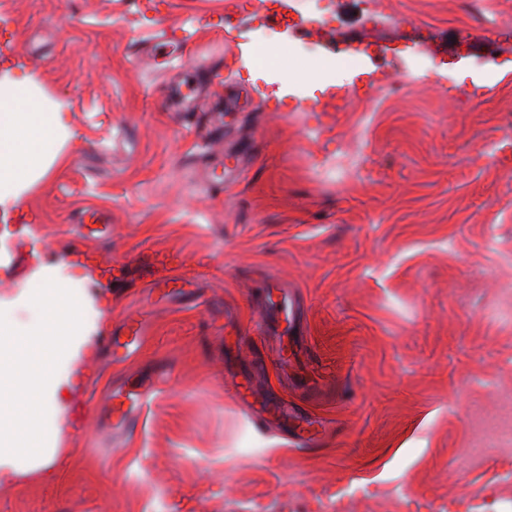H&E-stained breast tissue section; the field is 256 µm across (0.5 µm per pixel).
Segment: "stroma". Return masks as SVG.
I'll return each instance as SVG.
<instances>
[{"mask_svg":"<svg viewBox=\"0 0 512 512\" xmlns=\"http://www.w3.org/2000/svg\"><path fill=\"white\" fill-rule=\"evenodd\" d=\"M381 2L343 72L306 16L350 39L364 0H0V63L76 134L0 295L70 252L110 281L56 475L1 477L0 512H512V451L470 453L512 432V36L470 0ZM90 210L108 230L83 238ZM270 297L301 305L287 332ZM131 319L144 345L112 362ZM143 389L115 432L110 394ZM148 394L149 390L146 389L144 392L136 395V398H133L136 403L139 402L138 405L134 406L129 403L126 407L125 400L128 401L126 394L122 391H116L114 394L110 395V401H112V399L118 401L114 407V414L117 416V422L114 426L116 429L120 430L121 433H132L138 426L141 410L146 403ZM122 398L125 400H122Z\"/></svg>","mask_w":512,"mask_h":512,"instance_id":"stroma-1","label":"stroma"}]
</instances>
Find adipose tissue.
I'll return each mask as SVG.
<instances>
[{"label": "adipose tissue", "mask_w": 512, "mask_h": 512, "mask_svg": "<svg viewBox=\"0 0 512 512\" xmlns=\"http://www.w3.org/2000/svg\"><path fill=\"white\" fill-rule=\"evenodd\" d=\"M75 134L68 112L31 75L0 69V223L52 172L67 166ZM100 273L86 260L40 264L12 298L0 297V475L20 461L49 473L68 426L63 393L84 382L93 336L107 325L89 286Z\"/></svg>", "instance_id": "ef3b65f1"}]
</instances>
